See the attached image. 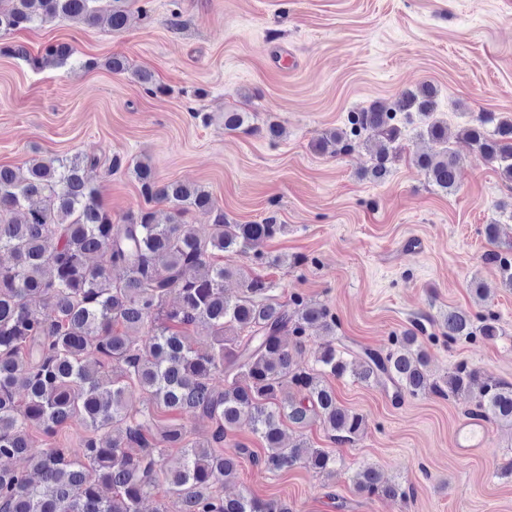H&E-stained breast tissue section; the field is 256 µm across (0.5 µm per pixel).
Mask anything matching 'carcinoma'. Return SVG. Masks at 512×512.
I'll return each instance as SVG.
<instances>
[{"label": "carcinoma", "mask_w": 512, "mask_h": 512, "mask_svg": "<svg viewBox=\"0 0 512 512\" xmlns=\"http://www.w3.org/2000/svg\"><path fill=\"white\" fill-rule=\"evenodd\" d=\"M133 0H0V39L58 18L88 26L107 22L114 32L128 23ZM37 67L97 66L77 57L69 43L50 44L31 59ZM146 92L164 89L145 69L133 71ZM437 91L421 84L400 93L397 110L373 103L349 114L346 128L324 133L315 148L333 155L359 144L373 147L370 177L383 181L410 137L399 112L416 113L417 136L432 144L415 165L436 190L452 193L458 161L448 123L436 116ZM252 114L224 112V131L278 139L276 123L259 127ZM462 135L494 165L512 188V119L479 115ZM99 159L74 155L23 167L0 166V252L13 259L0 266V461L23 457L27 469L0 466V512H141L157 489L178 504L176 512H290L277 500L248 494L223 495L224 480L248 453L224 451V437L246 421L264 443L255 465L276 473L304 465L318 473L335 469L336 457L299 438L284 443L283 427L304 429L320 422L333 442L352 444L364 432L363 414L336 399L327 378L350 376L366 385L392 386L396 395H465L474 415L512 426V382L486 376L466 362L443 377L428 370V353L414 330L391 339L384 352L359 355L332 340L318 346L314 366L294 359L307 337L335 335L336 316L325 305L295 295L280 303L259 275H242L241 292L230 297L224 280L232 271L212 258L225 252L264 256L255 246L274 238L282 225L269 221L231 224L212 194L200 185L162 182L144 160L114 155L112 171L132 175L147 203L119 223L100 202L88 177ZM209 217L214 231L200 238L189 216ZM103 255L106 264L94 263ZM502 282L512 287V260L499 250L484 255ZM125 276L112 279L110 270ZM175 300H170V297ZM209 329L205 348L190 328ZM448 343L479 334L499 336L497 317L448 309L439 322ZM224 377V388L214 385ZM138 395L141 407L130 399ZM177 411L211 426L209 438L191 440L184 426L163 423L158 412ZM85 435L80 452L34 448L29 431L52 438L73 418ZM182 456L178 469L166 467L171 449ZM373 496L406 498L413 489L383 480L364 466L352 477Z\"/></svg>", "instance_id": "carcinoma-1"}]
</instances>
